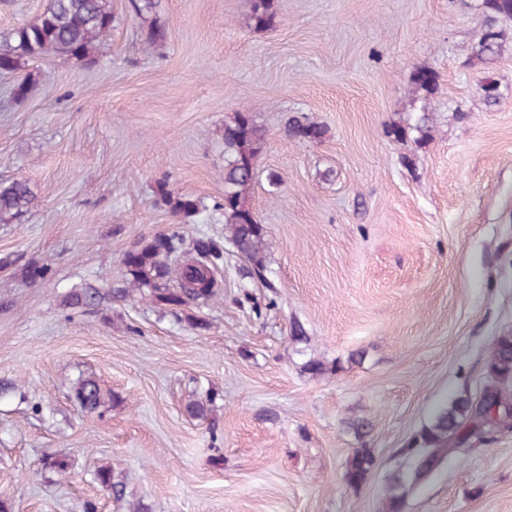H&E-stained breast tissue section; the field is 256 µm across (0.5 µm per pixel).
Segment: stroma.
<instances>
[{"instance_id": "1", "label": "stroma", "mask_w": 512, "mask_h": 512, "mask_svg": "<svg viewBox=\"0 0 512 512\" xmlns=\"http://www.w3.org/2000/svg\"><path fill=\"white\" fill-rule=\"evenodd\" d=\"M481 2L272 0L275 26L258 28L251 0H164L153 48L112 0L92 63H30L24 99L0 77V181L39 201L0 224V386H15L0 398V512H382L401 449L439 403L479 394L491 344L512 335V20L493 62L472 58ZM419 69L434 94L412 95ZM243 110L268 132L252 205L273 288L230 255L219 296L181 319L138 298L70 307L72 288L117 285L136 243L223 233L224 122ZM294 112L324 138H290ZM410 113L430 137L389 135ZM161 181L200 214L171 213ZM33 263L49 276L26 278ZM91 373L107 395L95 413L71 398ZM358 448L376 465L353 486ZM402 512H512V431L450 457Z\"/></svg>"}]
</instances>
